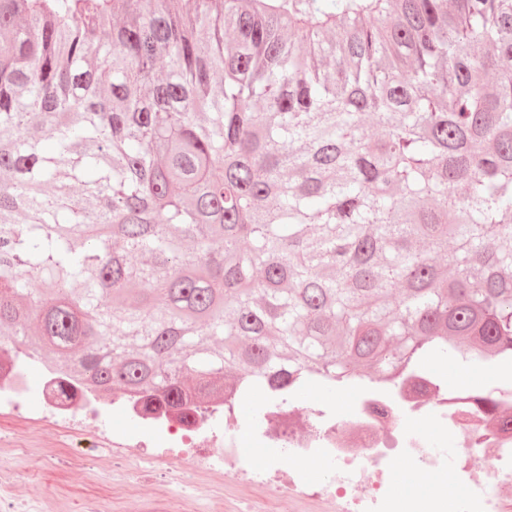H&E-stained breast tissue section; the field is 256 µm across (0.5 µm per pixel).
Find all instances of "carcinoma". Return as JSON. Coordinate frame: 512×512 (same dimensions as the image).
<instances>
[{
  "instance_id": "1",
  "label": "carcinoma",
  "mask_w": 512,
  "mask_h": 512,
  "mask_svg": "<svg viewBox=\"0 0 512 512\" xmlns=\"http://www.w3.org/2000/svg\"><path fill=\"white\" fill-rule=\"evenodd\" d=\"M0 220L93 391L512 361V0H0Z\"/></svg>"
}]
</instances>
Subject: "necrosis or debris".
<instances>
[{
	"instance_id": "4bbe7bcc",
	"label": "necrosis or debris",
	"mask_w": 512,
	"mask_h": 512,
	"mask_svg": "<svg viewBox=\"0 0 512 512\" xmlns=\"http://www.w3.org/2000/svg\"><path fill=\"white\" fill-rule=\"evenodd\" d=\"M26 356H0V416H31L35 421L63 423L65 447L48 455L47 467L92 465L109 471L114 485L131 478H163L170 487L185 476L197 478L199 494L208 498V512H273L271 501L219 495L215 485L225 478L250 474L253 483L275 487L280 495L323 508L324 512H405L391 478L404 466L428 474L453 467L462 482L458 512H512L502 490L512 486V428L479 417L473 410L475 391L449 392L447 384L427 371L399 384L351 387L354 405L344 416L328 414L301 432L298 406L275 409L264 428L238 438L235 430L216 433L210 418L181 422L170 413L151 434L133 433L120 440L94 427L103 400L76 392L61 400L58 373L44 370L31 378ZM428 422L457 448L446 459L420 432L401 430L403 421ZM260 449L268 469L247 472V449ZM489 469L485 478L471 476L475 456ZM292 469H285L284 459ZM331 465L334 478L313 483V464Z\"/></svg>"
}]
</instances>
